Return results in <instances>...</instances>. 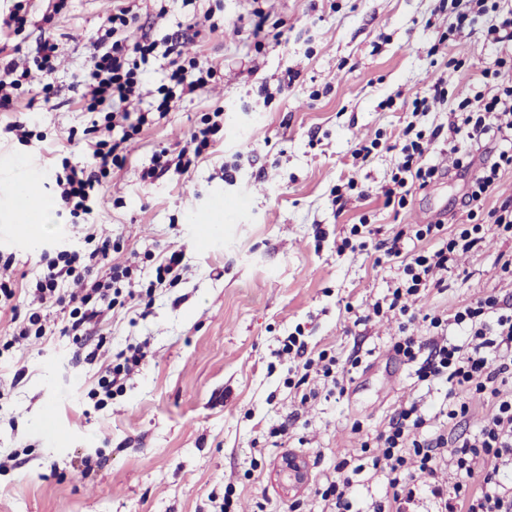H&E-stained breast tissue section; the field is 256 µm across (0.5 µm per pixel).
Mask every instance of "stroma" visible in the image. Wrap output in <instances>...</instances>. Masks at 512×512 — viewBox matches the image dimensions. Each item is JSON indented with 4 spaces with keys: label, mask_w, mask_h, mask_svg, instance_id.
Segmentation results:
<instances>
[{
    "label": "stroma",
    "mask_w": 512,
    "mask_h": 512,
    "mask_svg": "<svg viewBox=\"0 0 512 512\" xmlns=\"http://www.w3.org/2000/svg\"><path fill=\"white\" fill-rule=\"evenodd\" d=\"M436 0H138L129 39L156 43L179 36L189 17H210L186 54L212 63L205 89L183 94L158 113L157 88L169 60L156 56L141 69L137 111L148 123L122 169L113 171L92 214L60 212L55 178L65 160L78 161L97 140L78 81L90 59L91 38L111 16L113 0H68L56 16L57 68L47 83L23 86L13 111L0 112V254L11 256L15 308L0 307V341L11 336L13 314L28 316L34 287L57 249L87 253L84 228L112 238L113 262L132 263L145 285L141 296L115 306L93 338L98 362L62 335L59 306L42 310L49 335L0 349V512H321L316 494L339 461L359 473L347 494L365 512L387 492L382 473L361 448L396 406L417 402L434 414L445 386L418 383L414 368L392 350L394 318L356 324L355 315L382 298L399 276L383 252L337 254L336 241L367 220L377 239L425 224L433 211L460 215L469 176L449 175L416 192L404 209L384 207L381 188L395 167L388 151L407 123L430 130L447 124L461 97L493 67L499 50L488 29L512 12V0L479 17L462 47L440 43L454 28ZM263 15L266 48L248 38ZM297 79L281 83L287 72ZM443 78L448 102L414 112L429 95L430 77ZM35 107H28V100ZM224 114L212 153L188 172L142 180L153 154L178 152L189 132L215 110ZM23 122L21 141L6 127ZM381 139L366 159L353 156L360 140ZM34 181L49 206L36 246L9 239L22 210L13 186ZM356 190H347L348 181ZM241 201L232 216L216 197ZM209 218L215 241L195 240ZM184 254L178 279L155 285V267ZM512 241L487 232L461 256L443 290H430L423 311L454 313L464 303L495 295L512 303V278L498 266ZM300 333L308 353L358 360L344 394L305 402L288 379L296 369L281 355L283 340ZM145 344L148 362L120 393L96 403L102 365L128 345ZM21 381H14V374ZM55 404L58 436L41 425ZM288 423L278 438L272 429ZM300 450L304 480L277 478L282 448Z\"/></svg>",
    "instance_id": "1"
}]
</instances>
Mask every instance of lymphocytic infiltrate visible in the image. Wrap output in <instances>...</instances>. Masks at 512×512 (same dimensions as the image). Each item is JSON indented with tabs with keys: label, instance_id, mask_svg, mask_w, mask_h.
<instances>
[{
	"label": "lymphocytic infiltrate",
	"instance_id": "lymphocytic-infiltrate-1",
	"mask_svg": "<svg viewBox=\"0 0 512 512\" xmlns=\"http://www.w3.org/2000/svg\"><path fill=\"white\" fill-rule=\"evenodd\" d=\"M137 20L135 0H120L107 27L98 29L92 42L94 51L80 80L82 96L90 113H97L99 106H108L105 128L119 131L120 136L110 142L89 143L84 159L67 165L65 174L56 177L57 203L74 216L92 211L97 192L113 169L126 162L137 134L147 123L145 113L134 114L126 108L127 102L139 94L141 66L148 64L157 48L156 43L124 37V30ZM56 51L54 35L47 34L40 38L30 57H0V112L12 110L16 92L23 85L53 73ZM166 52L172 60L168 82L159 88L157 110L161 113L170 109L178 95L204 89L216 74L212 64L196 57H181L180 43H172ZM482 78L483 89L459 102L448 116L447 127L438 126L427 133L406 126L402 138L392 146L396 168L383 186L382 195L385 206L400 208L414 193L445 177L449 168H463L482 142L497 145L499 152L495 161L478 169L470 180L462 202L467 227L450 230L441 221L424 225L416 231V239L429 237L436 244L412 254L404 251L405 234L401 231L377 244L399 266L401 276L381 300L364 310L362 321L387 314L401 317V334L393 344L395 354L414 365L419 381L446 383L450 389L436 414L443 420L440 427H432V417L418 403L409 402L397 408L377 431L375 445L381 453L373 458L372 467L384 475L387 493L384 500L370 504L369 512H405L421 485L429 487L438 503L437 512H512V487L503 480L504 467H512V397H503L501 391L502 386L512 384V306L490 295L462 305L450 315L436 311L419 314L414 310L415 301L424 291L443 288L445 274L459 256L483 242L486 229L512 238V197L500 199L492 209L483 207L502 171L512 168V53L498 57L495 69L484 71ZM219 130V122L206 124L189 133L177 155L165 150L156 152L145 178L171 168L190 169L207 157ZM442 136L453 156L451 166L426 164L432 143ZM482 211L490 218V225L478 223ZM86 239L93 248L83 268H76L73 256L65 250L49 258L42 276L29 291L36 309L13 334L12 343L45 336L39 308L49 303L68 306V321L62 332L84 344L90 339L89 326L100 323L112 311V292L117 283L129 279L130 268L110 263L111 238L91 230ZM63 280L73 283L66 296L60 295L58 288ZM418 320L423 323L425 335L409 331L410 324ZM452 324L464 331L463 340H449L447 331ZM282 351L300 358L305 373L315 374L331 389H343L345 373L336 357L324 352L307 356L305 345L293 336L287 337ZM475 398L490 405L492 412L480 430L471 435L462 425ZM481 456L494 459V466L475 471L472 463ZM445 468L453 469L457 476L448 491L434 482L438 471Z\"/></svg>",
	"mask_w": 512,
	"mask_h": 512
}]
</instances>
